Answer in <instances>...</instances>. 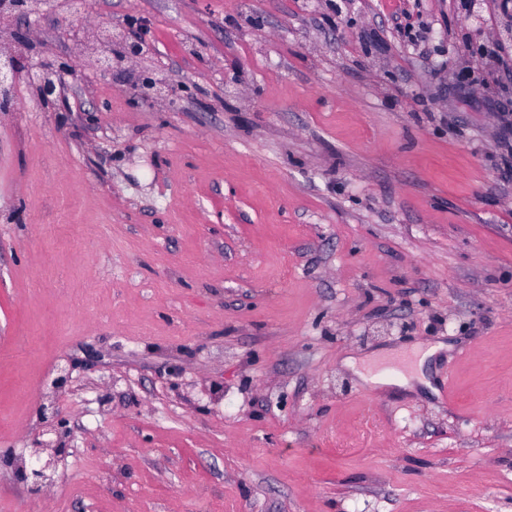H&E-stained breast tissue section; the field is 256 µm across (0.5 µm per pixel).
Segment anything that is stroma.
<instances>
[{"mask_svg":"<svg viewBox=\"0 0 512 512\" xmlns=\"http://www.w3.org/2000/svg\"><path fill=\"white\" fill-rule=\"evenodd\" d=\"M65 2L0 33L22 64L149 50L0 112V512H512L499 0ZM439 341L424 396L344 364ZM48 448H35L33 456L35 459L29 464L21 465V474L27 485V489L31 494L37 495L51 480L52 474L55 472L58 453L61 448H51L52 453L43 461L41 458V450Z\"/></svg>","mask_w":512,"mask_h":512,"instance_id":"1","label":"stroma"}]
</instances>
